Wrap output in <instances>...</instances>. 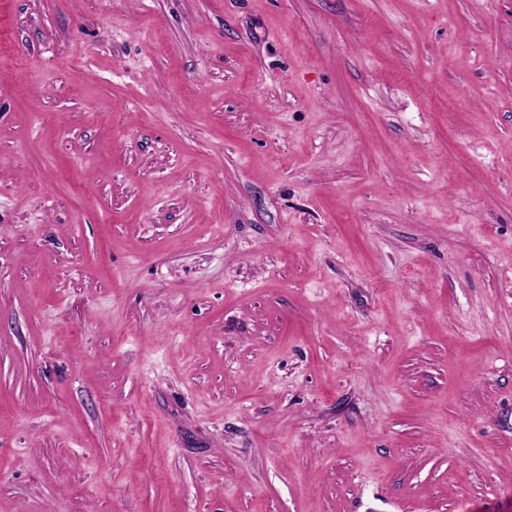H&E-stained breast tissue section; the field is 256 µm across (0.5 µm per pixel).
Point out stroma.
Returning <instances> with one entry per match:
<instances>
[{"instance_id":"obj_1","label":"stroma","mask_w":512,"mask_h":512,"mask_svg":"<svg viewBox=\"0 0 512 512\" xmlns=\"http://www.w3.org/2000/svg\"><path fill=\"white\" fill-rule=\"evenodd\" d=\"M0 512H512V0H0Z\"/></svg>"}]
</instances>
